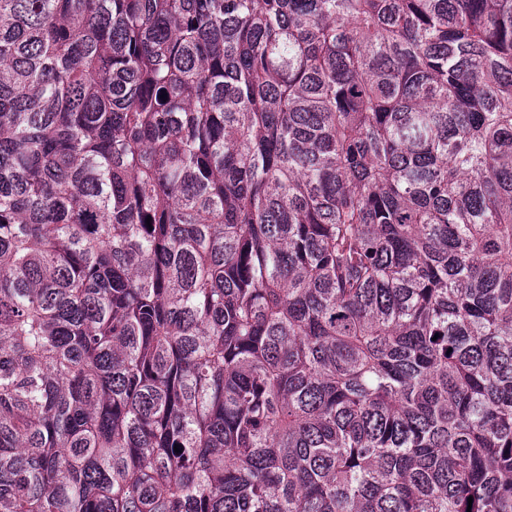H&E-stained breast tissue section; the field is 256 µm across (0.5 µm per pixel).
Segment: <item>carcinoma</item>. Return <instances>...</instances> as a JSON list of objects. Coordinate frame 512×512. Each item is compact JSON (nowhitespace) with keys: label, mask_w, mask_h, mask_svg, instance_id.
I'll return each instance as SVG.
<instances>
[{"label":"carcinoma","mask_w":512,"mask_h":512,"mask_svg":"<svg viewBox=\"0 0 512 512\" xmlns=\"http://www.w3.org/2000/svg\"><path fill=\"white\" fill-rule=\"evenodd\" d=\"M0 512H512V0H0Z\"/></svg>","instance_id":"1"}]
</instances>
